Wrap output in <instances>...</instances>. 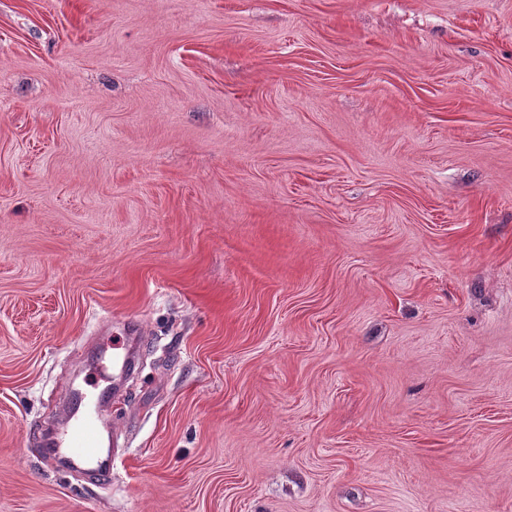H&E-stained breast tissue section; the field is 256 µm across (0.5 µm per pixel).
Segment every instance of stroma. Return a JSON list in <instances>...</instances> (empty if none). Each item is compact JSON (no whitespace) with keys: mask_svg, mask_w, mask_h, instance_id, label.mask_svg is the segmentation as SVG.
<instances>
[{"mask_svg":"<svg viewBox=\"0 0 512 512\" xmlns=\"http://www.w3.org/2000/svg\"><path fill=\"white\" fill-rule=\"evenodd\" d=\"M0 512H512V0H0ZM104 399L84 394L74 398V404L80 408L87 405L84 415L75 426L61 433L55 440L51 452L56 456L69 459L75 466L81 465L103 480L112 478V458L103 457L96 448L99 444L97 415Z\"/></svg>","mask_w":512,"mask_h":512,"instance_id":"35a3bbf8","label":"stroma"}]
</instances>
